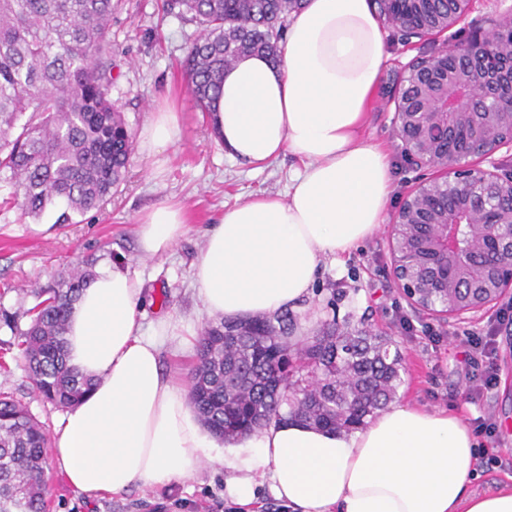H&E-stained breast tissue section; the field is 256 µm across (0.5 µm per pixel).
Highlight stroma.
Segmentation results:
<instances>
[{"label":"stroma","mask_w":512,"mask_h":512,"mask_svg":"<svg viewBox=\"0 0 512 512\" xmlns=\"http://www.w3.org/2000/svg\"><path fill=\"white\" fill-rule=\"evenodd\" d=\"M161 3L121 0L112 16V100L123 112L135 146L125 180L111 201L101 209L74 215L69 224L58 223L62 212L58 206L32 219L10 204L12 187L0 181V393L26 403L49 431L63 411L34 393L19 348V332L29 326L28 311L38 302L36 289L82 266L88 258H95L98 272L118 261L142 280L145 326L171 316L200 332L212 320L192 277L205 232L225 207L258 193L285 196L293 172L300 167L298 160L286 154L255 171L234 161L217 142L208 114L197 109L180 70L199 28L190 18L164 15ZM511 8L512 0H476L454 32L410 45L403 44L392 29H385L388 58L360 136L389 155V213H396L402 198L426 176L408 165L392 125L394 107L389 98L398 74L413 57L430 54L446 41H462L471 28L484 25L490 14ZM167 102L179 114V131L163 154V165L157 166L140 143L144 127ZM166 202L186 207L191 229L172 252L149 258L138 247L137 218ZM390 268L382 227L339 263L323 262L311 296L291 311L293 342H303L330 320L391 338L402 358L398 401L445 410L466 422L482 414L491 416L499 427L495 453L512 459V328L501 329L497 336L495 388L473 403L457 400L465 374L450 338L462 332V325L412 309ZM403 315L413 321V332L400 328L398 319ZM426 325L439 329L444 342L435 345L425 339L421 329ZM44 483L49 512H231L224 500V457L219 448L204 459L198 475L149 492L134 487L119 495L89 498L72 488L52 463L45 469Z\"/></svg>","instance_id":"stroma-1"}]
</instances>
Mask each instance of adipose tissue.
<instances>
[{
    "instance_id": "obj_1",
    "label": "adipose tissue",
    "mask_w": 512,
    "mask_h": 512,
    "mask_svg": "<svg viewBox=\"0 0 512 512\" xmlns=\"http://www.w3.org/2000/svg\"><path fill=\"white\" fill-rule=\"evenodd\" d=\"M385 59L370 0H305L288 19L280 64L244 55L225 70L210 123L230 156L255 168L289 154L302 163L287 198L256 195L226 208L205 234L193 278L209 314L260 318L308 298L324 260H339L385 221L390 162L359 139ZM179 117L155 112L142 150L173 143ZM180 204L138 219L142 252H171L185 235ZM142 282L130 268L101 271L74 304L68 362L95 384L54 428L55 464L88 497L152 490L198 469L212 440L161 355L177 325L144 328ZM224 457V497L250 507L268 485L289 512H512V491L478 493L476 443L444 410L395 404L367 426L334 431L272 423Z\"/></svg>"
}]
</instances>
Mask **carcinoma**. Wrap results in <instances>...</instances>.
Segmentation results:
<instances>
[{
	"label": "carcinoma",
	"mask_w": 512,
	"mask_h": 512,
	"mask_svg": "<svg viewBox=\"0 0 512 512\" xmlns=\"http://www.w3.org/2000/svg\"><path fill=\"white\" fill-rule=\"evenodd\" d=\"M304 0H164L201 31L182 62L203 112L224 70L244 54L277 61L283 23ZM114 0H0V180L38 218L100 208L124 181L132 137L112 104ZM88 261L38 291L22 337L36 394L61 408L78 403L92 379L68 364L64 334L81 293L94 281ZM289 317L220 320L200 333L189 398L203 425L224 441L289 416L334 430L367 424L396 396L401 355L389 338L327 323L302 344L288 340ZM49 442L27 406L0 394V512H46Z\"/></svg>",
	"instance_id": "carcinoma-1"
}]
</instances>
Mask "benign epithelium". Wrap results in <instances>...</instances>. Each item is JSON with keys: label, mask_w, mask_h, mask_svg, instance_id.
<instances>
[{"label": "benign epithelium", "mask_w": 512, "mask_h": 512, "mask_svg": "<svg viewBox=\"0 0 512 512\" xmlns=\"http://www.w3.org/2000/svg\"><path fill=\"white\" fill-rule=\"evenodd\" d=\"M473 3L372 0L407 43L454 29ZM392 101L407 161L430 171L388 224L392 276L416 308L472 321L512 294V172L492 161L512 151V9L409 62Z\"/></svg>", "instance_id": "benign-epithelium-1"}]
</instances>
